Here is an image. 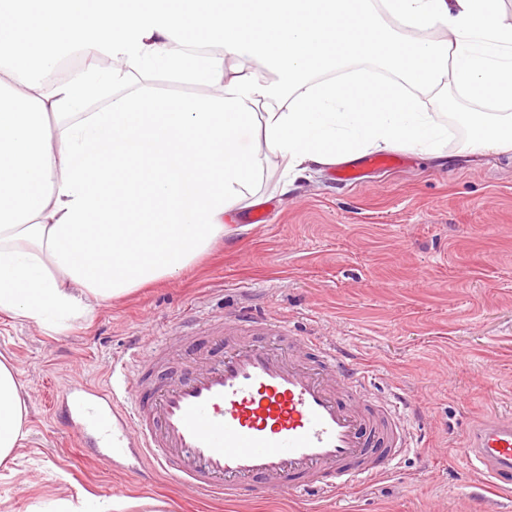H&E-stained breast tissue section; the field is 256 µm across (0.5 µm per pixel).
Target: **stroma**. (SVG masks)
Here are the masks:
<instances>
[{
  "label": "stroma",
  "mask_w": 512,
  "mask_h": 512,
  "mask_svg": "<svg viewBox=\"0 0 512 512\" xmlns=\"http://www.w3.org/2000/svg\"><path fill=\"white\" fill-rule=\"evenodd\" d=\"M443 164L409 151L402 168L338 181L335 168L281 192L278 160L237 211L223 242L178 278L55 333L0 316V355L25 393L28 434L0 465V512L54 496L164 497L170 512H512L454 458L464 435L512 410V153L465 155L468 137L440 100ZM279 317L292 336L340 343L382 400L403 394L415 441L365 486L315 501L250 494L203 499L172 479L143 480L133 458L83 454L48 415L77 377L106 382L113 358L197 321L242 312Z\"/></svg>",
  "instance_id": "stroma-1"
}]
</instances>
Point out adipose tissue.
<instances>
[{
	"label": "adipose tissue",
	"instance_id": "adipose-tissue-1",
	"mask_svg": "<svg viewBox=\"0 0 512 512\" xmlns=\"http://www.w3.org/2000/svg\"><path fill=\"white\" fill-rule=\"evenodd\" d=\"M502 2L0 0V314L58 332L180 276L223 238L270 158L286 189L370 150L441 157L448 131L423 100L451 88L481 105L471 148L512 151ZM64 43L80 66H62ZM161 75L209 93L168 94ZM25 416L0 360V463ZM133 506L169 510L55 497L30 512Z\"/></svg>",
	"mask_w": 512,
	"mask_h": 512
}]
</instances>
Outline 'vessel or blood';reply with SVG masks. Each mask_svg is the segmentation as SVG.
Returning <instances> with one entry per match:
<instances>
[{
	"label": "vessel or blood",
	"mask_w": 512,
	"mask_h": 512,
	"mask_svg": "<svg viewBox=\"0 0 512 512\" xmlns=\"http://www.w3.org/2000/svg\"><path fill=\"white\" fill-rule=\"evenodd\" d=\"M378 155L342 170L397 166ZM205 361L172 370V342ZM52 419L79 447L110 460L137 450L159 474L203 496L334 493L363 485L411 447L394 403H378L366 371L335 344L291 336L244 314L197 323L147 354L113 361L105 385L78 378ZM493 486L512 489V417L484 425L457 451Z\"/></svg>",
	"instance_id": "1"
}]
</instances>
